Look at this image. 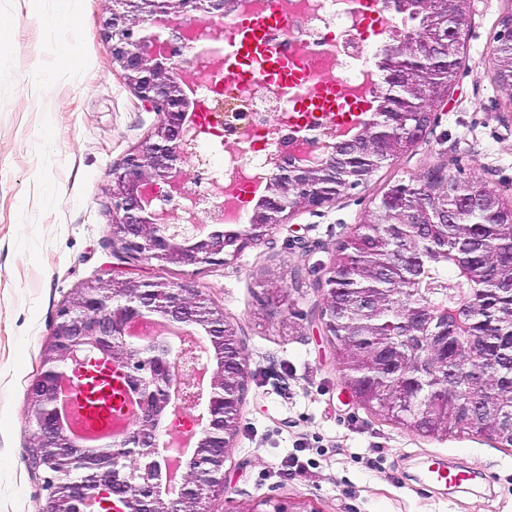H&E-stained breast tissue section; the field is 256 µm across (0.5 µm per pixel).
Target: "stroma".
I'll return each instance as SVG.
<instances>
[{"mask_svg":"<svg viewBox=\"0 0 512 512\" xmlns=\"http://www.w3.org/2000/svg\"><path fill=\"white\" fill-rule=\"evenodd\" d=\"M111 9V0H0V512H44V475L28 465L29 388L60 307L111 276L195 289L238 332L248 386L209 512H245L262 497L309 512H512V448L429 437L364 408L321 319L338 249L389 185L442 167L512 202V88L489 68L512 0H471L457 85L412 149L226 265L162 266L112 240V170L148 143L159 116L112 65ZM430 455L475 480L423 487ZM293 457L301 470L280 474Z\"/></svg>","mask_w":512,"mask_h":512,"instance_id":"35a3bbf8","label":"stroma"}]
</instances>
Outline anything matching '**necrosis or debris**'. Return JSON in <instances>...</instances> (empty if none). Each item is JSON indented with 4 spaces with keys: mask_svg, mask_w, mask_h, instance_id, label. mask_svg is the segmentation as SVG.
<instances>
[{
    "mask_svg": "<svg viewBox=\"0 0 512 512\" xmlns=\"http://www.w3.org/2000/svg\"><path fill=\"white\" fill-rule=\"evenodd\" d=\"M273 5L280 9L283 23L272 37L292 63L293 88L267 80L259 59L250 62L248 80L226 77L223 60L197 50L199 44L213 40L212 30L190 29L183 49L195 62L194 95L200 106L201 129L191 152L197 156L203 148L229 140L242 145L229 164L214 160L207 166L212 184L223 186L224 200L232 205L225 219L237 224L250 221L239 202L255 177L265 173L270 155L292 159L317 153L339 128L334 109L300 115L296 105L304 93L332 84L339 100L358 104L379 88L368 78L379 47L364 39L362 12L353 0H244L242 9L262 13Z\"/></svg>",
    "mask_w": 512,
    "mask_h": 512,
    "instance_id": "1",
    "label": "necrosis or debris"
}]
</instances>
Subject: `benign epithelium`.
<instances>
[{"instance_id":"obj_1","label":"benign epithelium","mask_w":512,"mask_h":512,"mask_svg":"<svg viewBox=\"0 0 512 512\" xmlns=\"http://www.w3.org/2000/svg\"><path fill=\"white\" fill-rule=\"evenodd\" d=\"M465 2L434 0V11L444 22L441 44L451 47L459 41L456 19ZM224 6V0H113L105 20L112 63L141 102L160 116L154 141L113 170L112 238L133 259L225 265L295 210L320 208L336 199L327 173L336 168L340 149L368 140L373 152L384 153L391 140L415 141L426 129L411 122L416 113L387 104L383 122L370 119L346 132L318 164L273 161L250 223L233 231L214 230L190 245L178 243L189 225L171 221L176 211L205 212L216 222L224 211L220 195L197 188L196 175L180 166L189 158L188 134L200 116L188 112L190 85L180 77L194 70L193 60L181 52L185 26L192 12L203 11L216 20L212 31L221 40ZM396 40L384 62L388 78L400 83L402 69L429 64L431 54L408 33ZM429 179L450 197L462 189L459 180L440 171ZM141 323H162L188 339L177 346L166 336L137 339L131 330ZM229 328L224 314L191 288L114 277L85 284L79 299L60 310L42 351V372L29 389L34 440L29 463L45 473L46 512H91L99 505L119 512H206L205 500L224 492V451L237 431V424L226 425V412L240 409L248 377L240 344L234 343L231 355L224 350ZM186 356L193 361L187 370ZM95 364L117 368L138 399L131 424L102 448L85 446L63 416V383ZM201 400L205 415L193 432L195 448L174 461L173 476L165 482L161 462L170 460L172 439L163 437L161 421ZM135 456L147 459L143 468L137 474L123 472L124 461ZM60 457L76 469H94L93 479L63 478L54 469Z\"/></svg>"}]
</instances>
